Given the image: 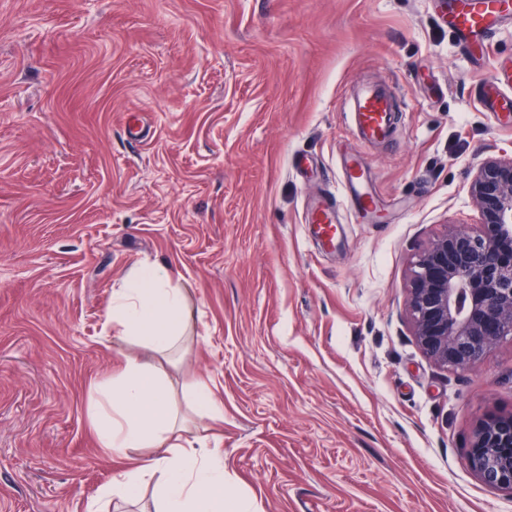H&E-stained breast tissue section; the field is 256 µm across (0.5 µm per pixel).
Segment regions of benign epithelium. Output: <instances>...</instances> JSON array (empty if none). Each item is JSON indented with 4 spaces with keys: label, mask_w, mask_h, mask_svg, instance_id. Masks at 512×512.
Masks as SVG:
<instances>
[{
    "label": "benign epithelium",
    "mask_w": 512,
    "mask_h": 512,
    "mask_svg": "<svg viewBox=\"0 0 512 512\" xmlns=\"http://www.w3.org/2000/svg\"><path fill=\"white\" fill-rule=\"evenodd\" d=\"M484 224L451 227L412 263L406 305L424 354L451 370L480 363L512 335V157H486L470 186ZM466 466L512 492V413L475 428Z\"/></svg>",
    "instance_id": "7a95c632"
}]
</instances>
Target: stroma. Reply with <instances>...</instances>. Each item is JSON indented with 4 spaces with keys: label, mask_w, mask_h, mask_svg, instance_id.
Wrapping results in <instances>:
<instances>
[{
    "label": "stroma",
    "mask_w": 512,
    "mask_h": 512,
    "mask_svg": "<svg viewBox=\"0 0 512 512\" xmlns=\"http://www.w3.org/2000/svg\"><path fill=\"white\" fill-rule=\"evenodd\" d=\"M444 0H0V512H97L119 466L98 447L96 383L126 356L113 288L168 265L191 335L167 372L181 415L207 384L228 494L253 512H512L465 465L512 410V336L476 367L410 332L409 264L483 221L470 184L512 155L485 101L512 23L463 48ZM401 110L363 145L364 83ZM385 201L359 222L340 161ZM335 198L342 242L314 237Z\"/></svg>",
    "instance_id": "35a3bbf8"
}]
</instances>
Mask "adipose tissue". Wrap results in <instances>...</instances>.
Masks as SVG:
<instances>
[{
  "label": "adipose tissue",
  "mask_w": 512,
  "mask_h": 512,
  "mask_svg": "<svg viewBox=\"0 0 512 512\" xmlns=\"http://www.w3.org/2000/svg\"><path fill=\"white\" fill-rule=\"evenodd\" d=\"M191 311L184 289L173 287L167 266L141 264L113 289L108 320L118 335L137 339L170 358L184 336ZM92 430L99 447L116 458L138 452L106 493L134 498L144 475H159L160 512H224V450L200 438L198 449L175 451L178 412L161 365L127 357L98 390Z\"/></svg>",
  "instance_id": "1"
}]
</instances>
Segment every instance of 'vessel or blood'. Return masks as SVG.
Wrapping results in <instances>:
<instances>
[{
	"label": "vessel or blood",
	"mask_w": 512,
	"mask_h": 512,
	"mask_svg": "<svg viewBox=\"0 0 512 512\" xmlns=\"http://www.w3.org/2000/svg\"><path fill=\"white\" fill-rule=\"evenodd\" d=\"M511 14L512 0H460L448 16V25L460 41L478 44L502 26ZM396 109L395 100L385 88H360L350 107L351 122L360 140L366 144L389 140L394 133L393 114ZM342 173V195L354 197L358 210H373L377 199L368 185L367 173L360 158L345 159ZM312 221L320 225L325 244L335 246L338 222L335 201H321L312 212Z\"/></svg>",
	"instance_id": "vessel-or-blood-1"
}]
</instances>
